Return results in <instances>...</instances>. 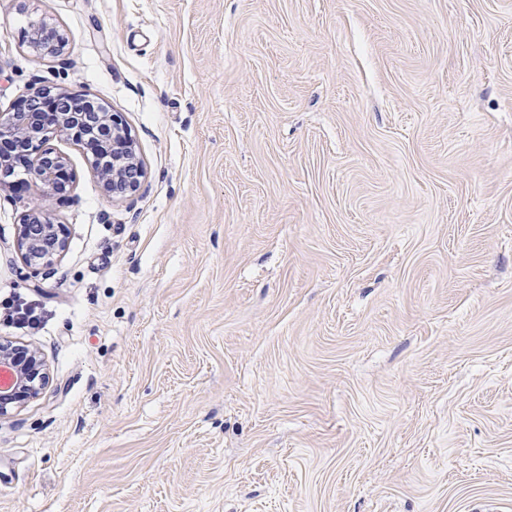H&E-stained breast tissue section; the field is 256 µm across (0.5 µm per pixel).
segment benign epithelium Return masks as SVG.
Listing matches in <instances>:
<instances>
[{
  "instance_id": "benign-epithelium-1",
  "label": "benign epithelium",
  "mask_w": 512,
  "mask_h": 512,
  "mask_svg": "<svg viewBox=\"0 0 512 512\" xmlns=\"http://www.w3.org/2000/svg\"><path fill=\"white\" fill-rule=\"evenodd\" d=\"M63 38L45 24L33 26L30 46L38 50L57 51ZM69 94L61 88L40 86L33 90L23 105L12 112L0 113V147L7 143L16 154L6 158L0 152V170L12 169V160L24 165V171L43 194H63L67 178L68 158L47 146L50 137L66 136L80 141L89 126H97L112 135V169L94 168L106 191L115 196L136 192L146 169L138 156L136 144L116 112L107 111L89 101L85 112H68L62 102ZM16 247L23 263L32 269L26 281L40 286L37 276L51 267L66 249L63 225L51 221L39 203H34L23 223L18 225ZM0 367L9 369L13 380L0 388V419L7 418L15 405L39 398L48 383V373L40 352L27 349L7 339H0Z\"/></svg>"
}]
</instances>
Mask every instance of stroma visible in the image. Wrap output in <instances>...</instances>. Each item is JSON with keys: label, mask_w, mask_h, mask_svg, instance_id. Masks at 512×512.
Wrapping results in <instances>:
<instances>
[{"label": "stroma", "mask_w": 512, "mask_h": 512, "mask_svg": "<svg viewBox=\"0 0 512 512\" xmlns=\"http://www.w3.org/2000/svg\"><path fill=\"white\" fill-rule=\"evenodd\" d=\"M65 39L30 48L31 22ZM119 113L115 197L64 137L40 288L0 184V512H512V0H0V113ZM25 346L29 350L0 338V367L9 369L13 376L8 387L0 388V420L9 417L15 405L39 398L48 383L46 365L40 352Z\"/></svg>", "instance_id": "1"}]
</instances>
